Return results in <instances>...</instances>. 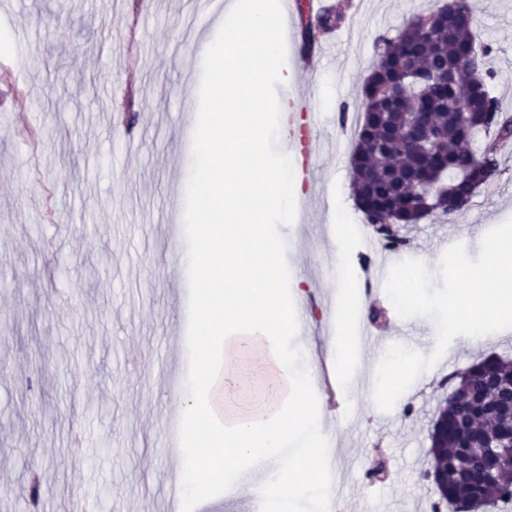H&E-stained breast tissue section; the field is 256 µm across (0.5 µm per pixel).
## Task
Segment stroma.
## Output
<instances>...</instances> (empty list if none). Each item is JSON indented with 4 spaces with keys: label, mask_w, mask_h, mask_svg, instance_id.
Here are the masks:
<instances>
[{
    "label": "stroma",
    "mask_w": 512,
    "mask_h": 512,
    "mask_svg": "<svg viewBox=\"0 0 512 512\" xmlns=\"http://www.w3.org/2000/svg\"><path fill=\"white\" fill-rule=\"evenodd\" d=\"M442 0H314L344 18L313 49L311 73L286 57L300 96L320 114L321 149L301 183L287 242L294 303L315 299L300 349L347 350V330L325 299L359 288L367 249L364 216L352 193L353 143L341 140L340 108L361 114L359 89L378 38L395 37ZM472 26L493 52L494 92L512 114V0H470ZM189 0H0V512H28L33 479L39 512H168L166 423L188 400L189 291L181 264L185 176L201 76L195 69L218 24L190 21ZM336 55L323 67L324 51ZM136 124L127 127V112ZM499 173L468 210L401 229L409 248L438 273L439 238L454 234L477 257L483 236L512 220V141L499 147ZM352 229L336 274V214ZM375 327L413 334L430 354L432 319ZM512 358L504 332L474 343L459 336L443 359L448 372L484 355ZM238 378L227 407L248 412L269 399L271 366L260 354L234 359ZM439 375L403 393L386 420L373 398L355 422H332L334 492L342 512H428L438 492L425 477L429 435L448 391Z\"/></svg>",
    "instance_id": "obj_1"
}]
</instances>
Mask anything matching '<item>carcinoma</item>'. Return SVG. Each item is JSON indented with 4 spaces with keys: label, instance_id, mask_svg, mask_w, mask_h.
Segmentation results:
<instances>
[{
    "label": "carcinoma",
    "instance_id": "carcinoma-1",
    "mask_svg": "<svg viewBox=\"0 0 512 512\" xmlns=\"http://www.w3.org/2000/svg\"><path fill=\"white\" fill-rule=\"evenodd\" d=\"M419 19L429 23L431 38L418 42L410 25L394 38L379 39L377 61L362 88L352 189L369 224L406 227L428 215L448 219L467 209L499 171L498 144L512 138V115L502 111L489 83L492 47L478 40L468 0L446 24L429 13ZM339 20L330 10L308 16L301 51H311ZM478 133L489 138L480 154L471 147ZM412 176L448 197V209L423 193L394 195ZM511 398L512 359L492 355L472 364L441 401L430 436V454L445 478L440 499L474 512L512 502L509 458L492 461L475 452L512 431V417L501 411Z\"/></svg>",
    "mask_w": 512,
    "mask_h": 512
}]
</instances>
